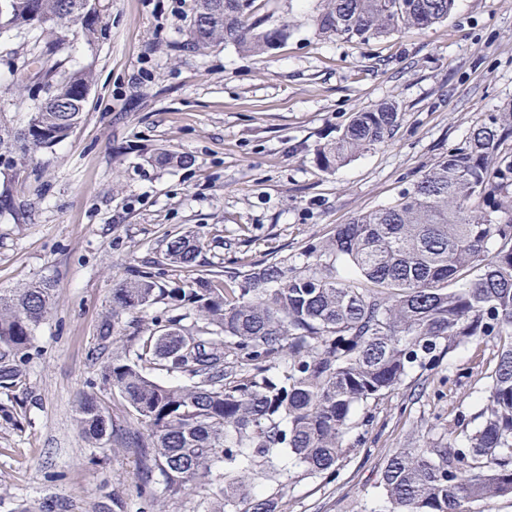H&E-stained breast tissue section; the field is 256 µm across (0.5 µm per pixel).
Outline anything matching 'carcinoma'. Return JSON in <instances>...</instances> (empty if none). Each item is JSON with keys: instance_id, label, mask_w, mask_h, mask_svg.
<instances>
[{"instance_id": "cac0c4a2", "label": "carcinoma", "mask_w": 512, "mask_h": 512, "mask_svg": "<svg viewBox=\"0 0 512 512\" xmlns=\"http://www.w3.org/2000/svg\"><path fill=\"white\" fill-rule=\"evenodd\" d=\"M252 3L198 0L194 44L230 42L254 55L274 49L286 28L252 17ZM455 3L324 0L317 30L368 42L428 28ZM99 14V0H0V36L34 32L44 41L38 70L26 76L55 78L24 127L0 117V155L18 145L50 149L81 121L92 70L62 71L67 36L58 27L80 26L91 46ZM398 121L392 104L354 113L336 142L320 148L319 164L332 170L385 142ZM321 251L341 267L286 279L275 264H254L241 281L206 269L188 288H165L149 269L114 289V320L159 302L194 311L188 326L161 316L146 330L128 322L126 345L105 365L106 381L140 425L114 438L137 459L140 496L154 503L158 473L171 500L213 486L211 512H281L290 470L273 460L282 451L304 475L335 478L359 409L379 403L410 372L433 371L456 348L487 337L499 348L475 428L445 444L394 450L378 488L385 512H471L512 496V103L490 113L397 202L337 225ZM199 253L197 239L175 237L157 265L190 266ZM53 302L45 279L0 289L1 388L20 379ZM157 366L186 383L157 382L149 374ZM78 420L88 439L113 438L97 395L80 399ZM259 474L277 492L251 493Z\"/></svg>"}]
</instances>
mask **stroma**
Segmentation results:
<instances>
[{"instance_id": "1", "label": "stroma", "mask_w": 512, "mask_h": 512, "mask_svg": "<svg viewBox=\"0 0 512 512\" xmlns=\"http://www.w3.org/2000/svg\"><path fill=\"white\" fill-rule=\"evenodd\" d=\"M100 35L67 47L69 68L92 66L79 124L52 149L0 176V289L46 278L54 304L16 386L0 388V512H143L134 455L88 441L82 396L109 406L115 429L133 421L95 358L112 292L161 257L175 234L200 238L194 265L165 267L188 285L213 267L277 263L290 277L329 263L316 246L337 225L396 201L485 116L512 101V0H456L425 29L370 42L324 37L321 0H254L287 36L262 56L231 43L194 48L197 0H100ZM38 50L0 38V112L25 126L43 81L16 77ZM394 103L387 142L324 170L317 153L355 112ZM161 149L190 156L161 166ZM497 339L462 347L415 371L349 433L334 480L293 479L284 512H362L390 450L426 448L457 430L489 394Z\"/></svg>"}]
</instances>
